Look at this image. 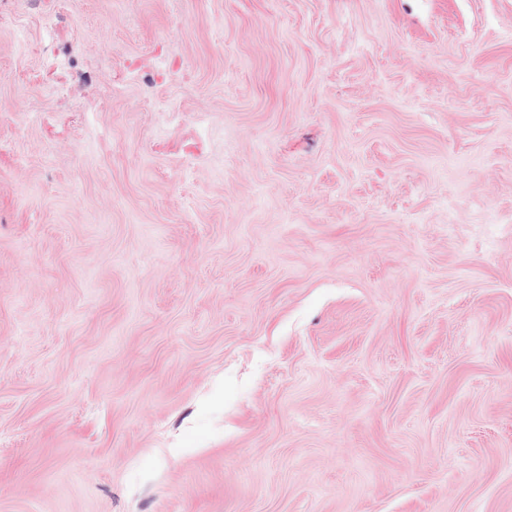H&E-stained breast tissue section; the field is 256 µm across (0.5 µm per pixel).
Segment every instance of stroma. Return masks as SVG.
I'll use <instances>...</instances> for the list:
<instances>
[{
    "label": "stroma",
    "mask_w": 512,
    "mask_h": 512,
    "mask_svg": "<svg viewBox=\"0 0 512 512\" xmlns=\"http://www.w3.org/2000/svg\"><path fill=\"white\" fill-rule=\"evenodd\" d=\"M56 8L0 0V512H512V0Z\"/></svg>",
    "instance_id": "obj_1"
}]
</instances>
